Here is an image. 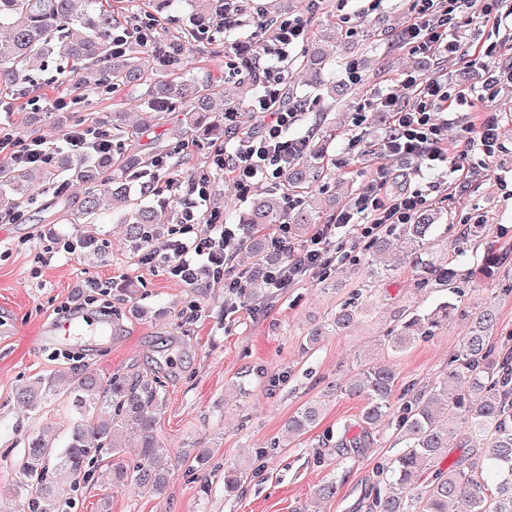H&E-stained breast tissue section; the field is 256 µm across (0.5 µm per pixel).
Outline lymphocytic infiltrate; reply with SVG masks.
<instances>
[{
  "instance_id": "f902f5d3",
  "label": "lymphocytic infiltrate",
  "mask_w": 512,
  "mask_h": 512,
  "mask_svg": "<svg viewBox=\"0 0 512 512\" xmlns=\"http://www.w3.org/2000/svg\"><path fill=\"white\" fill-rule=\"evenodd\" d=\"M498 3L499 0H414V15L402 30L399 42L412 51L430 53L454 35L473 9H480L484 17L493 18L494 22H502ZM283 80L282 72H274L265 93L254 101V110L263 116L260 131L240 141L234 153L223 157L224 169L230 172L239 190L277 177L307 146L306 138L289 134L298 124L300 112L291 108L273 110L268 105L269 94L278 92ZM402 85L415 91L412 107H402L394 94L378 100L393 114V128L383 150L391 157L416 159L423 168H437L448 160V123L440 115L451 104L466 102V94H450L447 81H419L411 75L403 79ZM208 199L206 187L188 189L182 196L181 225L173 230L164 251H146L142 260L147 264L162 262L168 274L185 284L213 279L223 282L228 296H243L245 283L224 276L227 259L239 247V227L200 225L199 217ZM427 202V193L420 188L393 196L381 195L377 190L358 196L353 205L337 213L332 223L317 228L284 265L269 272L268 287L279 291L300 280L325 275L337 259L332 251L335 239L356 234L376 236L390 225L410 223Z\"/></svg>"
}]
</instances>
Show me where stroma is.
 I'll return each mask as SVG.
<instances>
[{
  "mask_svg": "<svg viewBox=\"0 0 512 512\" xmlns=\"http://www.w3.org/2000/svg\"><path fill=\"white\" fill-rule=\"evenodd\" d=\"M313 27L335 29V61L323 77L346 80L350 59L366 54L379 59V70L367 73L352 96L340 103L317 100L314 113L305 115L298 133L314 128L321 112L334 110L343 117L329 149L336 175L317 197L326 215L353 203L386 170L388 194L415 180L413 160L384 157L380 148L385 130L371 121H358L361 103L388 93H402L401 81L445 77L453 88L465 90L471 101L448 110V140L452 144L447 166L426 173L436 185L430 207L443 208L448 217L430 246L437 258L453 257L467 280L460 288L461 303L493 306L499 336L512 334V264L492 275L480 271L488 244L512 249V82L503 81L494 100L481 99L480 79H464L466 70H508L512 67V23L500 26L473 15L463 23L453 49L426 55L425 65L400 47L397 34L409 20L412 0H319ZM61 92L57 82L43 76L28 92L8 99L5 126L22 129L26 138L63 145L66 131L90 126L104 114L120 112L125 124L137 119L142 88L112 93L87 91L63 111H35L31 98L48 101ZM498 114V145L492 156L468 149L460 136L486 109ZM362 140L360 153L348 147ZM186 142L177 154L182 171L200 172L208 166L204 146L194 145V134L176 112L163 114L140 142L148 154L154 144ZM53 192L27 205L11 224L0 223V512H28L23 497L13 492L19 477L27 439L46 427L63 431L67 410L62 401L48 403L34 413L23 409L16 392L34 378L74 365L109 378L116 371L157 374L165 392L156 436L169 448L176 463L165 494L112 487L106 471H99L84 488L74 512H98L109 502L110 512H298L315 489L336 475V496L321 502L320 512H364L360 506L376 466L391 453L390 437L375 439L356 459L338 465L336 429L358 417L362 404L345 396H325L336 378H350L358 358L393 360L399 388L422 387L448 369V353L466 332L463 321H449L434 338L416 342L397 358H390L385 336L399 312L425 311L450 297L445 288H418L410 269L383 281L364 272L366 239L337 240L340 260L327 280L309 278L259 300L238 299L233 313L224 311L223 285L204 281L188 287L170 277L161 266L144 265L125 242L123 228L109 215L92 224H61ZM485 227L483 240L464 238L465 225ZM95 236L101 255L83 257L56 248L61 236ZM111 289L112 303L85 302L88 282ZM368 294L358 324L351 332L323 337L314 348L306 338L314 326L335 313L352 292ZM84 322V335L70 339L52 335L56 322L70 317ZM113 319L112 333L96 336L101 320ZM242 391H234V384ZM320 401L324 410L318 425L301 442L288 440L285 424L301 405ZM202 448L210 455L204 479L178 463L182 449ZM269 449L257 458V449ZM247 466L249 478L235 497L224 494V468Z\"/></svg>",
  "mask_w": 512,
  "mask_h": 512,
  "instance_id": "obj_1",
  "label": "stroma"
}]
</instances>
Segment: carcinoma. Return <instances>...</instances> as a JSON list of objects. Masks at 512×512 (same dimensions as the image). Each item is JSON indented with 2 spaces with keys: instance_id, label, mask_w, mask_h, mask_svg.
<instances>
[{
  "instance_id": "carcinoma-1",
  "label": "carcinoma",
  "mask_w": 512,
  "mask_h": 512,
  "mask_svg": "<svg viewBox=\"0 0 512 512\" xmlns=\"http://www.w3.org/2000/svg\"><path fill=\"white\" fill-rule=\"evenodd\" d=\"M174 0H148L146 10L126 23L112 13L103 0H0V95L24 88L31 76L56 55L68 66L58 72V83L76 93L87 87L113 92L142 86L145 112L141 126L148 127L163 112H181L185 124L198 141L222 148L228 128L224 113L247 112L246 122H237L232 137L245 140L260 128L262 117L252 109L259 88L265 84L260 66L262 52L276 45L274 31L286 19L285 8L273 0L265 9L253 10L252 0H187L188 28L172 42L181 53L168 54L167 74L159 79L153 71L161 66L165 50L144 44L143 35L152 33ZM243 18L251 27L249 35L224 46V75L200 77L191 67L195 43L216 40L224 16ZM125 30L128 42L119 53L112 50V34ZM332 34L308 33L289 64L321 73L331 55ZM280 106L309 104L291 85L281 87ZM112 135V149L83 152L70 148L51 150L46 164L11 165L0 161V213L21 215L35 187L60 176L84 187L77 208H71L64 192L57 195L58 219L64 224L95 220L103 206L124 224L132 250L152 247L165 239L180 221L179 194L183 184L202 182L210 187L221 169L216 167L194 175L177 166L160 165L169 151L160 149L144 155L133 143L137 130H127L121 116L105 115L93 127ZM331 121L309 139L307 148L285 167L279 185L255 198L240 212L241 248L264 253L263 263L247 276L248 295L264 296L266 271L288 260L294 243L265 247L256 236L261 226L291 224L302 233L322 223L311 209L310 196L332 177L326 162L331 141L336 137ZM169 214V223L156 222L157 209ZM442 212L430 209L410 224H393L386 234L373 240V258L368 274L388 278L398 267L385 257L392 241L409 245L400 263L411 267L418 285L448 287L458 278L450 261H439L426 251ZM361 294L351 295L308 337L315 345L330 332L350 329L360 312ZM467 317L470 325L448 356V372L428 389L409 386L401 404H393L397 374L388 362L364 365L358 377L346 384L331 381L326 396L344 393L362 401L354 421L337 428L336 454L345 464L373 440V434L394 429L400 448L385 465L377 467L376 478L365 493L366 512H512V347L509 340L497 341L493 310L483 308L471 314L459 304L442 300L425 312L400 317L387 334V348L395 354L409 345L428 339L456 317ZM65 396L68 410L66 438L58 440L51 431L28 438L24 449L17 493L25 496L29 512H68L71 495L99 466L102 455L112 458V485L133 487L162 494L167 488L169 451L155 436L157 415L165 400L159 378L132 372H114L103 381L81 372L58 371L37 377L19 390L18 402L37 411L58 395ZM321 406L307 404L287 421L288 436L301 438L319 423ZM469 448L452 469L439 467L448 455V442ZM179 461L205 471L209 457L193 448L182 450ZM247 468L224 471V494L238 493L248 479ZM336 476L327 478L315 491L313 503L336 496Z\"/></svg>"
}]
</instances>
